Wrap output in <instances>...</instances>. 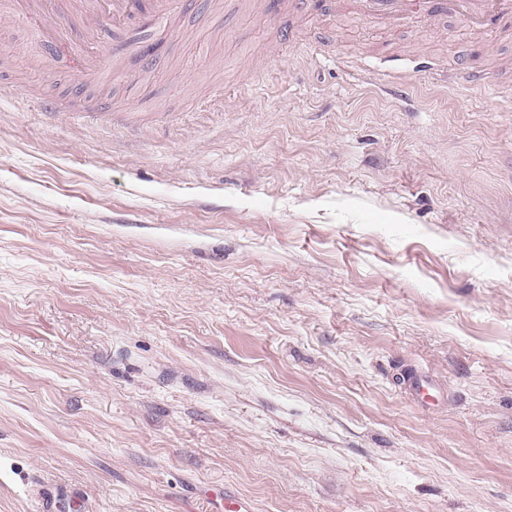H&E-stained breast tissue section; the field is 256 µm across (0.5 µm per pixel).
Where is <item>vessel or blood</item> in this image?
Segmentation results:
<instances>
[{"label": "vessel or blood", "instance_id": "b4317fda", "mask_svg": "<svg viewBox=\"0 0 512 512\" xmlns=\"http://www.w3.org/2000/svg\"><path fill=\"white\" fill-rule=\"evenodd\" d=\"M15 14L38 16L45 24L41 38L81 57L86 69L101 75L97 36L101 23L112 27L117 50H125L124 33L148 26L173 25L176 15L189 7V0H4ZM357 20L394 29L406 21L440 22L451 17L467 19L475 32L512 31V0H348ZM403 387L422 405L433 404L429 382L411 374Z\"/></svg>", "mask_w": 512, "mask_h": 512}]
</instances>
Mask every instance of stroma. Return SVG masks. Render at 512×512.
<instances>
[{"instance_id":"1","label":"stroma","mask_w":512,"mask_h":512,"mask_svg":"<svg viewBox=\"0 0 512 512\" xmlns=\"http://www.w3.org/2000/svg\"><path fill=\"white\" fill-rule=\"evenodd\" d=\"M264 8L0 13V512H512V34ZM15 14L39 16L45 25L39 30L47 43L81 57L86 70L97 79L107 64L100 62L97 36L102 21L112 25L117 54L128 48L124 33L148 26L167 27L175 16L188 9V0H4ZM403 387L415 401L423 406H430L434 403L435 398L431 394L432 386L429 382L421 380L417 375L408 374L403 380Z\"/></svg>"}]
</instances>
